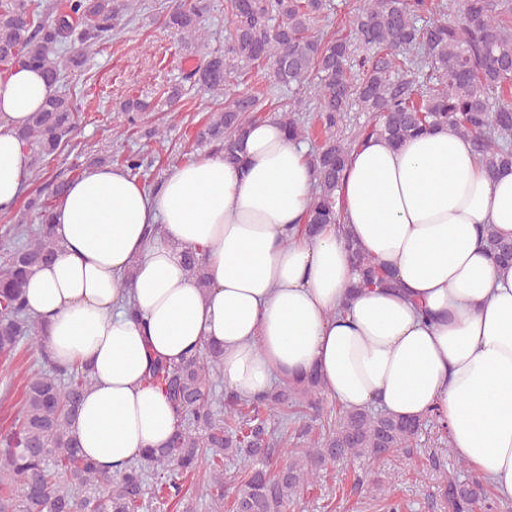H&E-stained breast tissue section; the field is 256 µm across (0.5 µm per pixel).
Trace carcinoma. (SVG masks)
<instances>
[{
	"label": "carcinoma",
	"mask_w": 512,
	"mask_h": 512,
	"mask_svg": "<svg viewBox=\"0 0 512 512\" xmlns=\"http://www.w3.org/2000/svg\"><path fill=\"white\" fill-rule=\"evenodd\" d=\"M165 27L187 47L207 48L203 63L166 91L174 104L187 91L224 98L195 135L200 146L219 143L234 160L249 126L264 111L261 94L242 90L252 73L268 71L274 85L293 93L278 119L289 137L308 138L302 113L316 112L320 141L312 152L317 179L302 231L315 235L340 223L339 190L346 159L360 141L376 137L392 148L431 127L446 126L468 138L488 173L512 168V0H359L349 11V31L320 35L316 24L336 10L334 0H226L230 32L224 49L208 48L200 18L210 0H166ZM137 12L135 0H0V72L30 66L44 76L52 94L30 116L19 138L31 147L30 166L58 157L78 124L71 97L60 90L66 74L112 40L123 19ZM151 102L123 104L134 128ZM361 112L352 127L348 113ZM67 183L50 194H29L26 212L40 224L0 226V371L10 367L24 342L41 333L27 312L24 286L62 247L52 234L50 215ZM494 261L512 267V238L485 229ZM359 278L355 288H397L399 282L354 243H349ZM205 253H182V263L205 292ZM222 351L205 346L176 365L157 361L149 381L175 407L180 425L168 444L152 448L112 474L86 457L72 425L91 380L85 369H61L46 355L28 368L17 415L0 432V512H141L156 508L192 512L173 475L205 471L204 491L212 512H288L300 495L321 481L340 460L382 458L412 448L424 428L445 430L439 415L404 419L373 409H329L314 373L277 383L267 394L243 399L215 394ZM298 409L309 424L287 430L271 422ZM277 454L286 463L276 471ZM237 462L239 476L224 474V461ZM462 462L441 470L436 489L448 512H494L484 481L461 479ZM372 496L388 512H399L391 487L375 480Z\"/></svg>",
	"instance_id": "carcinoma-1"
}]
</instances>
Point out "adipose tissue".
<instances>
[{
	"mask_svg": "<svg viewBox=\"0 0 512 512\" xmlns=\"http://www.w3.org/2000/svg\"><path fill=\"white\" fill-rule=\"evenodd\" d=\"M49 93L38 70L0 73L1 219L30 173L17 133ZM310 159L271 117L249 128L240 163L206 155L156 187L100 165L68 183L51 218L63 250L26 300L51 361L91 376L80 448L109 469L163 447L180 418L148 369L212 345L225 390L246 399L313 370L346 408L438 410L452 447L512 500V269L482 241L488 224L512 236V169L488 175L445 127L396 149L363 141L348 155L340 225L309 238ZM352 241L401 290H353ZM194 247L206 250L204 292L182 264Z\"/></svg>",
	"mask_w": 512,
	"mask_h": 512,
	"instance_id": "adipose-tissue-1",
	"label": "adipose tissue"
}]
</instances>
